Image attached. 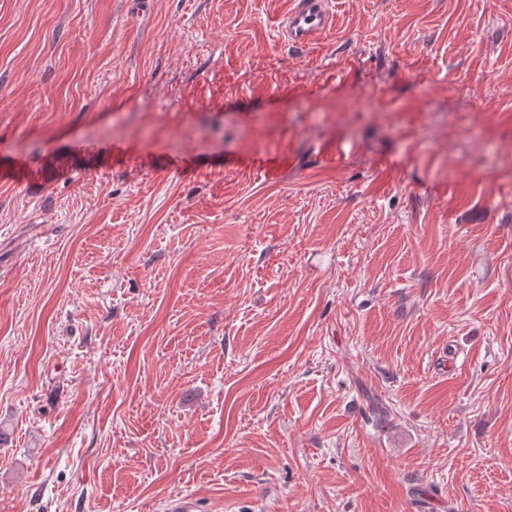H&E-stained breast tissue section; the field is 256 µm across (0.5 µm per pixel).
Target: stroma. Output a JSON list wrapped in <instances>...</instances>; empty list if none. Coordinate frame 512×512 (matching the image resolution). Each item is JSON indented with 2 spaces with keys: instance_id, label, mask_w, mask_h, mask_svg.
I'll list each match as a JSON object with an SVG mask.
<instances>
[{
  "instance_id": "35a3bbf8",
  "label": "stroma",
  "mask_w": 512,
  "mask_h": 512,
  "mask_svg": "<svg viewBox=\"0 0 512 512\" xmlns=\"http://www.w3.org/2000/svg\"><path fill=\"white\" fill-rule=\"evenodd\" d=\"M0 0V512H512V0ZM330 0H294L284 23L288 44L308 46L316 42L334 23Z\"/></svg>"
}]
</instances>
